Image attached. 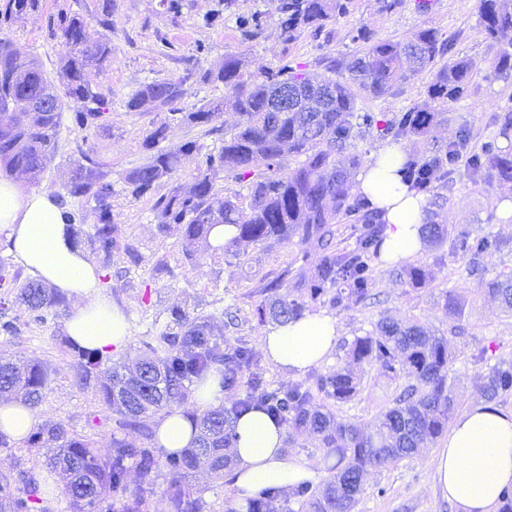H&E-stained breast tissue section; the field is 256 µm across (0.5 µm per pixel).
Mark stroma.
<instances>
[{"instance_id":"obj_1","label":"stroma","mask_w":512,"mask_h":512,"mask_svg":"<svg viewBox=\"0 0 512 512\" xmlns=\"http://www.w3.org/2000/svg\"><path fill=\"white\" fill-rule=\"evenodd\" d=\"M68 6L91 18L97 0H43V10L15 24L9 36L21 56L37 60L48 75H55L61 48L46 35L47 13ZM215 0H192L179 19H171L159 0H115L112 10V66L103 73L90 72L92 83L101 85L112 112L108 130L79 129L70 113H63L58 150L54 162L42 174L41 184L60 187L63 172L79 162L77 141H86L107 164L113 184L112 220L118 229L121 250L112 256L111 279L103 291L121 308L129 323L130 336L124 350L113 353L112 362H128L147 348L162 349V337L174 332L168 311L188 309L213 322L225 346L247 343L259 352L267 324L259 323L256 305L264 299V287L280 281L282 291H291L298 269L315 274L320 248L317 242L270 240L246 247L234 257L208 253L190 259L185 255L179 234L161 236L150 211L151 204L134 200L122 190V172L143 162L142 142L148 131L166 118L162 112H130L128 98L143 84L181 74L186 60L196 57L201 67L221 62L224 56L238 55L248 62L249 72L258 68L276 69L301 64L308 71L324 70L323 57L337 59L351 55L356 46L348 33L366 27L374 37L407 41L422 28L432 27L452 37L459 54L474 59L478 68L470 97L448 108V121L434 132L437 140L455 137L462 122L472 131L471 150L494 136L493 117L505 104H512V80H493L488 76L493 51L478 27V0H433L428 13L416 11L414 0H404L402 8L386 15L379 0H352L349 13L330 22L323 32H302L290 44L279 37V0H237L234 13H227L213 24L204 17ZM261 13L266 27L261 36L244 39L237 16ZM449 201L436 211V223L447 229L471 234L493 232L512 241V185L485 194L465 177L456 179L448 193ZM132 245L139 254L137 266H130L123 251ZM167 269L157 272L158 260ZM419 264L430 266L434 278L430 285L412 289L400 280L397 267L382 266L372 260L373 290L365 302L333 309L340 336L329 359L310 368L304 381H313L343 365L345 348L354 337L371 332L385 316L419 322L448 339L455 359L450 372L461 394L460 409L483 401L476 377L502 359H512V314L504 312L482 290V278L467 275L460 256L448 248L426 246ZM456 292L470 303V314L463 322L448 318L444 295ZM70 308L39 323L30 318L24 306L16 304L8 312L19 331L14 336L0 335V354L34 359L50 372V382L42 393L37 412L42 422L62 423L69 433L87 440L99 453H107L113 438L142 442L139 431L116 426V416L99 399L96 385H79L68 350L65 323ZM400 381L384 376L378 366L368 367L363 390L353 401L337 405L339 417L359 424L373 421L398 392ZM48 452L28 447L22 441L0 446V475L15 476L18 468L32 471L49 488V512H70L64 495L63 479L47 464ZM202 512H241L242 507L228 479H216L205 470L188 477ZM352 512H457L456 507L439 498L436 480L426 455L401 460L380 470L369 471L363 492Z\"/></svg>"}]
</instances>
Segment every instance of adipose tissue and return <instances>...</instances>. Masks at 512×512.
<instances>
[{
  "instance_id": "adipose-tissue-1",
  "label": "adipose tissue",
  "mask_w": 512,
  "mask_h": 512,
  "mask_svg": "<svg viewBox=\"0 0 512 512\" xmlns=\"http://www.w3.org/2000/svg\"><path fill=\"white\" fill-rule=\"evenodd\" d=\"M402 163L401 150L386 146L356 178L358 192L382 212L386 228L380 260L386 267L412 259L425 247L421 226L426 203L403 182ZM0 244L19 265L72 301L65 324L71 341L105 357L126 345V316L103 293L101 271L75 246L55 188L27 190L0 178ZM338 337L335 317L307 313L270 327L262 347L271 362L296 376L329 357ZM235 432L236 465L229 479L238 497L314 480V471L302 458L285 452L284 427L265 412L243 414ZM196 435L191 415L180 409L164 414L156 425L157 440L170 453L193 445ZM428 464L440 498L458 512H495L502 493L512 488V409L485 404L457 415L445 445L429 456Z\"/></svg>"
}]
</instances>
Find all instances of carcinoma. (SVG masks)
<instances>
[{"label": "carcinoma", "instance_id": "carcinoma-1", "mask_svg": "<svg viewBox=\"0 0 512 512\" xmlns=\"http://www.w3.org/2000/svg\"><path fill=\"white\" fill-rule=\"evenodd\" d=\"M101 0L95 14L97 26L107 31L100 39L87 37L83 15L60 8L45 17L47 37L62 47L59 80L62 88L34 61L14 50L8 32L26 15L40 11V0H0V166L9 176L35 183L52 162L58 144L62 113L73 112L80 129L112 125L110 102L100 88L87 79L88 71L105 72L112 66V6ZM351 0H280L279 36L295 41L305 29L323 31L328 22L349 13ZM243 35L259 37L264 21L259 12L237 17ZM478 25L489 46L496 49L490 68L496 79H512V0H479ZM359 48L348 58H323L325 72L310 73L297 65L247 76L246 60L235 55L207 69L185 68L182 74L154 80L141 86L126 102L129 112H168L167 120L153 127L142 146L144 162L122 174L123 191L135 200H152L151 211L163 234H181L186 255L192 258L199 244L212 251L238 256L243 247L271 239H316L324 253L316 274L297 276L301 299L280 296L258 305L259 319L286 323L303 315L309 305L329 303L340 308L370 296L373 285L371 258L380 254L383 237L381 213L356 191L350 170L361 165L355 142L364 133H374L389 145L403 140L425 141L431 130L448 120V104L469 96L476 62L458 56L452 38L434 28H423L406 42L375 39L362 26L350 32ZM448 62L439 64L443 58ZM429 72L431 80L423 96L400 112H361L358 97L380 99L393 96L405 84ZM221 84L234 99L240 120L230 130L217 124L224 100L212 99L195 110L180 112L176 105L195 84ZM355 86L358 94L350 91ZM279 86L298 96V109L275 112L270 102ZM497 132L481 152L467 155L471 140L468 123L461 124L454 139L432 143L423 151L407 154L400 170L410 189L429 204L446 200L444 190L456 167L466 161L475 181L487 188L512 183V150L498 140L512 139V107L495 117ZM182 127L199 128L203 135H219L223 146L203 152V144L186 139L179 148L163 146ZM83 162L69 169L61 187L63 205L68 200L94 203L98 224L86 234V242L100 258L102 269L110 267L120 247L112 222V181L106 164L91 148L80 150ZM195 163L188 187L176 180L186 165ZM166 182L168 191L155 194ZM226 184L219 189V183ZM249 214L241 216L242 208ZM346 221L358 224L359 235L351 251L330 247L331 226ZM232 224L238 234L227 245L210 244L212 230ZM451 249L468 259V271L485 270V261L507 248V242L491 232L478 236L463 233L450 240ZM401 276L412 288L428 286L433 273L418 265ZM485 293L512 313V273H500L485 281ZM33 319L46 321L51 311L66 305L62 294L29 280L16 294ZM448 317L462 322L467 304L449 292L444 298ZM178 332L163 337L164 355L145 352L130 370L120 363L105 364L91 351L70 348L77 381L98 382L100 401L117 415L116 425L137 427L151 438L147 421L167 408L169 399L186 396L193 380L208 369L224 368V385L233 387L248 376V389L235 405L215 407L198 420L197 445L168 454L149 442L112 441L110 452L101 456L91 443L71 437L61 423L44 424L31 431L26 442L41 447L57 443L53 464L66 479L65 494L72 512H144V494L129 488L128 471L137 467L152 475L159 458H165L168 479L157 500L155 512H200L186 477L200 464L212 474L224 476L231 459L234 424L245 412L258 409L280 413L295 430L319 437L326 455L335 456L329 476L316 488L303 482L295 487L303 512H352L363 492V479L371 469L384 468L410 458L448 430V418L459 404L456 383L449 377L454 354L448 339L437 336L416 322L384 317L374 330L348 344L347 362L317 379L319 391L338 402H349L362 389L365 367L376 364L392 378L405 377L408 384L382 409L374 424L362 427L338 417L330 409L312 406L313 394L303 383L288 389H270L254 372L258 365L251 348L240 343L224 349L213 326L185 308L170 310ZM49 375L41 364L24 360H0V396L15 395L36 408ZM477 384L492 401L512 393V360H500L478 375ZM22 488L0 480V512H47L45 486L27 471L20 472Z\"/></svg>", "mask_w": 512, "mask_h": 512}]
</instances>
